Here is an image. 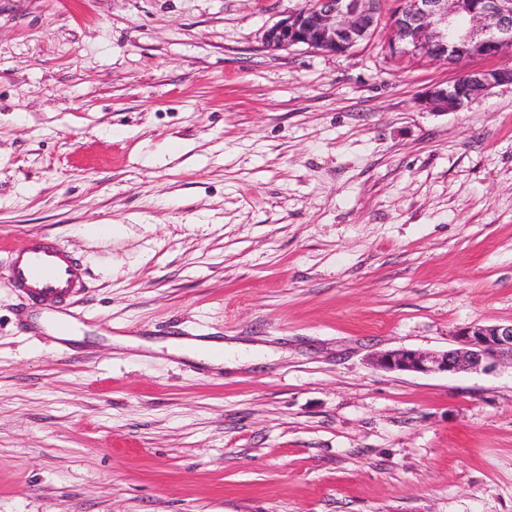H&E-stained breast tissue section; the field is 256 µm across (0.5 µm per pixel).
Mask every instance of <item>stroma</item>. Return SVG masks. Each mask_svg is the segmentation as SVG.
I'll use <instances>...</instances> for the list:
<instances>
[{"label":"stroma","mask_w":512,"mask_h":512,"mask_svg":"<svg viewBox=\"0 0 512 512\" xmlns=\"http://www.w3.org/2000/svg\"><path fill=\"white\" fill-rule=\"evenodd\" d=\"M304 3L0 0V265L86 271L64 344L0 275V512H512V363H374L512 322V85L267 49ZM460 77L465 78L466 81L459 82L462 79ZM504 84L512 85V66L509 62L486 69L468 71L459 76L453 84L435 86L427 92L423 103L426 107L439 112H456L475 97Z\"/></svg>","instance_id":"obj_1"}]
</instances>
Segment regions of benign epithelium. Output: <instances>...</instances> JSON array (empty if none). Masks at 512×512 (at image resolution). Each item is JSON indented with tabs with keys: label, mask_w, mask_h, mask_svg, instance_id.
<instances>
[{
	"label": "benign epithelium",
	"mask_w": 512,
	"mask_h": 512,
	"mask_svg": "<svg viewBox=\"0 0 512 512\" xmlns=\"http://www.w3.org/2000/svg\"><path fill=\"white\" fill-rule=\"evenodd\" d=\"M383 19L379 0H307L264 32L273 49L305 45L324 52H344L368 39ZM389 38L399 53L456 64L490 58L495 48L512 42V0H409L387 19ZM465 81L431 88L423 103L439 112H456L489 89L512 85V64L504 62L463 73ZM456 346L446 351L399 347L381 353L377 365L388 371L457 374L489 372L512 361V323L460 328Z\"/></svg>",
	"instance_id": "1"
}]
</instances>
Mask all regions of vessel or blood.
I'll return each instance as SVG.
<instances>
[{
  "mask_svg": "<svg viewBox=\"0 0 512 512\" xmlns=\"http://www.w3.org/2000/svg\"><path fill=\"white\" fill-rule=\"evenodd\" d=\"M5 272L13 288L27 302L57 310L56 337L64 339L72 315L64 311L63 305L84 286L79 260L55 240L35 235L23 251L10 256Z\"/></svg>",
  "mask_w": 512,
  "mask_h": 512,
  "instance_id": "b4317fda",
  "label": "vessel or blood"
}]
</instances>
